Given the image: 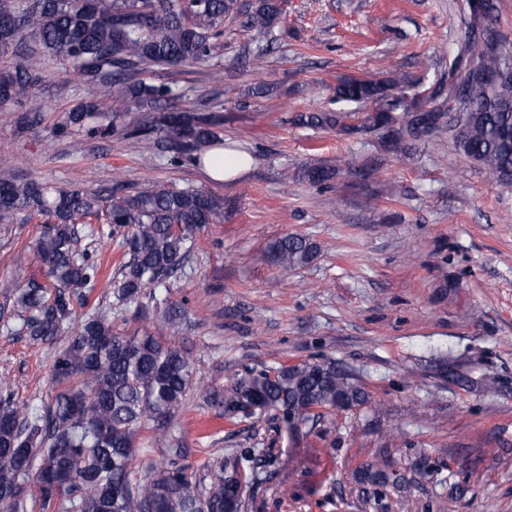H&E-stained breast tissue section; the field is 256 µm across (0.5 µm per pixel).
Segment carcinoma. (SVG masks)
Segmentation results:
<instances>
[{"instance_id":"obj_1","label":"carcinoma","mask_w":512,"mask_h":512,"mask_svg":"<svg viewBox=\"0 0 512 512\" xmlns=\"http://www.w3.org/2000/svg\"><path fill=\"white\" fill-rule=\"evenodd\" d=\"M497 0H482L477 11L466 0L456 54L449 62L460 79L448 89V102L428 107L407 104L412 88L395 77H344L335 100L344 105L401 101L371 112L336 111L297 115L293 122L345 135H373L400 158L416 143L450 131L459 150L479 164L489 179L512 184V50L499 47L494 22ZM284 0H0V55L14 54L0 72V106H21L41 78L45 61H57L79 81L105 83L102 101H87L68 113L67 124L91 135L140 139L158 146L170 164L202 162V150L218 140L219 119L197 109L169 108L180 93L169 83L153 84L143 75L156 68L202 65L224 38V24L241 25L259 37L282 26ZM136 107L143 117L123 120ZM334 172L307 167L303 177L323 184ZM18 213L54 218L41 231L36 252L46 266L45 284L28 277L13 285L18 331L34 341L55 340L69 323L73 303L88 304L83 289L100 267L78 257L75 225L102 215L121 235V258L109 282L116 301L141 309L176 312L157 295L188 259L197 235L224 222V199L197 187L178 188L155 181L133 193L104 195L74 186L49 191L43 184L0 173V219ZM317 246L307 236L271 240L263 262L285 272L311 263ZM64 385L46 411H26L0 399V512L26 508L24 484L32 478L42 505L61 512H249L250 499L240 470L243 457H218L195 476L179 462L182 448L169 449V461L147 482L131 478L144 429L163 432L192 388L189 354L164 340L162 330L127 332L105 316L88 313L73 327L54 363ZM204 398L224 410L263 421L270 413L288 432L316 427L324 416L367 402L361 381L333 361H302L251 370L230 386L205 390ZM403 477L377 464L360 467L362 492L397 488Z\"/></svg>"}]
</instances>
